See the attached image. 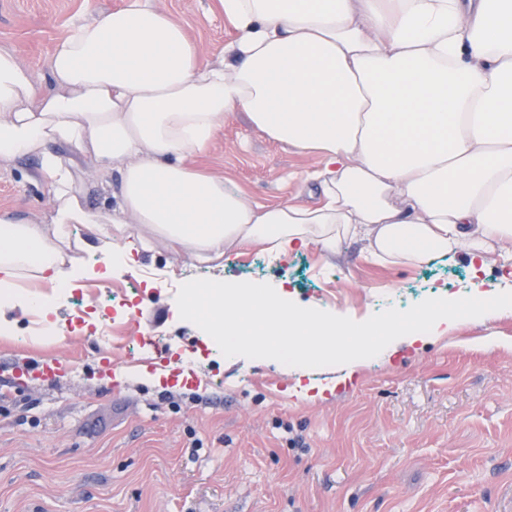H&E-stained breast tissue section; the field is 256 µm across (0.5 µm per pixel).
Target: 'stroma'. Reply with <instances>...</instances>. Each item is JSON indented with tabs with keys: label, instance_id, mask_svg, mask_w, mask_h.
<instances>
[{
	"label": "stroma",
	"instance_id": "obj_1",
	"mask_svg": "<svg viewBox=\"0 0 512 512\" xmlns=\"http://www.w3.org/2000/svg\"><path fill=\"white\" fill-rule=\"evenodd\" d=\"M125 0H0V50L40 72L58 32L77 16ZM179 15L204 57L234 36L218 0H152ZM198 166L262 204L307 201L300 153L231 112ZM31 159L0 164V216L23 220L51 196ZM130 272L83 280L85 295L139 288L125 333L72 326L71 304L48 322L56 336L27 340L36 312L0 301V512H512V309L389 361L372 360L322 397L291 396L288 365L207 354L200 302L206 282L284 283L290 299L322 313L369 320L443 294L512 292V264L474 270L467 257L379 266L360 243L336 254L311 245L283 257L243 247L200 264L158 244ZM495 343H488V336ZM66 360L51 376L45 364ZM169 370L151 383L140 369ZM127 371L116 381L115 370Z\"/></svg>",
	"mask_w": 512,
	"mask_h": 512
}]
</instances>
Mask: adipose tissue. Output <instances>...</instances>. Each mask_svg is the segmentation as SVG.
Segmentation results:
<instances>
[{
  "instance_id": "1",
  "label": "adipose tissue",
  "mask_w": 512,
  "mask_h": 512,
  "mask_svg": "<svg viewBox=\"0 0 512 512\" xmlns=\"http://www.w3.org/2000/svg\"><path fill=\"white\" fill-rule=\"evenodd\" d=\"M235 37L203 60L185 23L150 0L64 27L34 75L0 50V162L35 160L48 215L0 221V288L73 286L90 240L134 270L155 240L209 262L246 245L336 253L361 241L382 265L464 254L512 261V0H219ZM247 113L272 141L320 156L302 173L312 203L268 206L192 165L224 117ZM107 195L90 206L74 164ZM88 238L73 236V225ZM224 333L237 356L354 372L418 349L462 319L487 322L512 297L466 307L429 298L405 315L320 318L283 285L227 283ZM275 325L244 335L239 313Z\"/></svg>"
}]
</instances>
